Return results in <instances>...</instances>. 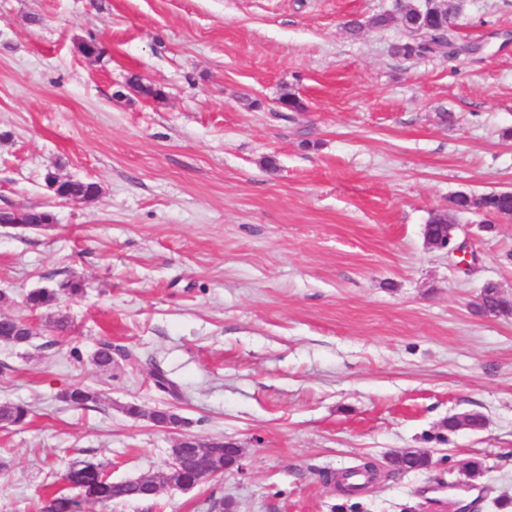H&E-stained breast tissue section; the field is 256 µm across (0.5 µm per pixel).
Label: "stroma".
<instances>
[{
	"label": "stroma",
	"instance_id": "1",
	"mask_svg": "<svg viewBox=\"0 0 512 512\" xmlns=\"http://www.w3.org/2000/svg\"><path fill=\"white\" fill-rule=\"evenodd\" d=\"M391 0H0V210L46 207L38 230L0 225V293L81 280L56 332L0 344V512H33L72 462L119 481L159 474L178 435L243 448L245 472L156 501L87 512H338L321 474L420 448L430 468L383 471L365 512H498L512 499V220L461 214L460 192L512 189V0H462L449 29L474 51L406 60L400 22L351 37ZM96 41L100 56L81 47ZM162 89L132 91L131 77ZM300 102L283 110V94ZM97 183L90 202L46 177ZM474 260L427 248L434 212ZM492 224L483 232L481 224ZM139 363L99 371L100 339ZM80 359H73L72 349ZM183 389L182 432L152 372ZM98 390L92 409L59 394ZM137 403L143 417L127 416ZM483 415L481 431L443 429ZM485 459L468 481V461Z\"/></svg>",
	"mask_w": 512,
	"mask_h": 512
}]
</instances>
